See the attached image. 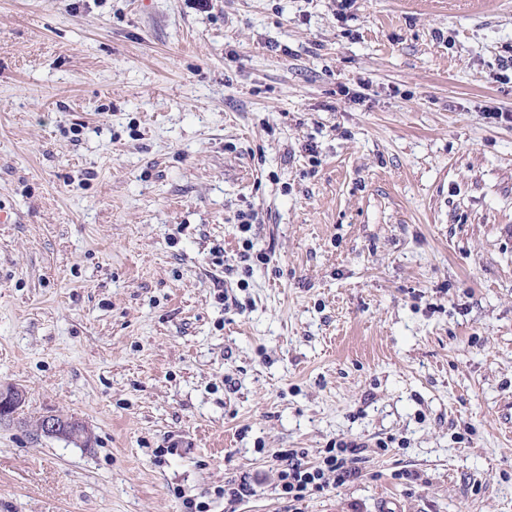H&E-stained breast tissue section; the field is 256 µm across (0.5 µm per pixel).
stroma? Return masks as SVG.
I'll use <instances>...</instances> for the list:
<instances>
[{"mask_svg": "<svg viewBox=\"0 0 512 512\" xmlns=\"http://www.w3.org/2000/svg\"><path fill=\"white\" fill-rule=\"evenodd\" d=\"M489 107L512 0H0V512H512ZM340 440L361 478L279 498ZM26 400L25 391L19 387L0 388V425L26 424L20 414ZM36 430L46 437L65 439L81 448L91 447L88 427L81 419L55 411L41 415L35 424ZM255 493L252 481L246 479V477L240 479H229L224 482V487H218L214 491V495L217 498H224L227 496L232 501H241L248 497L253 496Z\"/></svg>", "mask_w": 512, "mask_h": 512, "instance_id": "stroma-1", "label": "stroma"}]
</instances>
